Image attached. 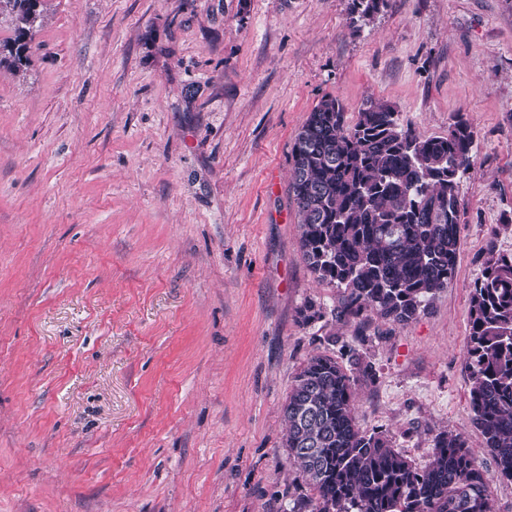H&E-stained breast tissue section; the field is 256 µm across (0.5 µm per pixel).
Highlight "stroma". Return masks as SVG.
<instances>
[{
  "label": "stroma",
  "instance_id": "obj_1",
  "mask_svg": "<svg viewBox=\"0 0 512 512\" xmlns=\"http://www.w3.org/2000/svg\"><path fill=\"white\" fill-rule=\"evenodd\" d=\"M0 57V512H301L282 408L357 352L359 426L417 466L471 420L469 290L512 254V0H40ZM327 96L423 136L463 116L455 280L414 320L303 323L291 147ZM39 2L40 0H0V13H6L11 17L15 30V37L3 41L0 46L19 63L27 58L28 40L31 39L40 17Z\"/></svg>",
  "mask_w": 512,
  "mask_h": 512
}]
</instances>
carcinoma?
Instances as JSON below:
<instances>
[{
    "mask_svg": "<svg viewBox=\"0 0 512 512\" xmlns=\"http://www.w3.org/2000/svg\"><path fill=\"white\" fill-rule=\"evenodd\" d=\"M40 0H0L15 37L0 48L27 58ZM386 0H351L370 20ZM475 136L457 118L448 134L424 137L398 113L367 101L349 122L341 100L322 99L291 148L289 190L297 205L308 269L343 290L331 319L371 311L397 325L415 319L456 276L460 249L458 180L471 165ZM467 341L472 424L495 462L490 474L465 437L441 430L430 463L417 467L389 436L359 428L355 387L372 365L310 356L283 407L288 465L311 491L308 512H495L491 484L512 481V255L489 241L482 279L469 291Z\"/></svg>",
    "mask_w": 512,
    "mask_h": 512,
    "instance_id": "carcinoma-1",
    "label": "carcinoma"
}]
</instances>
